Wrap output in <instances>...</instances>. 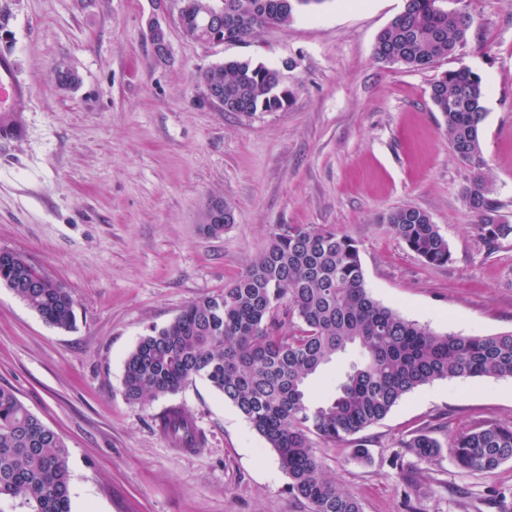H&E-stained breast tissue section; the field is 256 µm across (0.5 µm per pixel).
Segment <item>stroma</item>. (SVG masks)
Here are the masks:
<instances>
[{
	"mask_svg": "<svg viewBox=\"0 0 512 512\" xmlns=\"http://www.w3.org/2000/svg\"><path fill=\"white\" fill-rule=\"evenodd\" d=\"M467 42L432 67L380 62L378 33L405 0H324L247 42L186 39L171 0L169 53L149 41L151 0H0V49L34 90L25 132L0 147V250L22 253L75 300V325L46 323L0 284V386L57 431L69 450L71 512H310L277 456L202 379L145 404L126 400L124 362L142 336L230 285L280 224L326 225L359 247L371 295L439 333L512 331V235L489 243L464 190L472 168L452 152L430 99L461 66L485 88L481 145L502 218L512 222V0H453ZM228 60L280 69L277 112H227L201 76ZM66 66L79 82L60 87ZM219 198L234 224L201 230ZM425 211L450 263H425L383 216ZM181 408L200 446L175 451L156 419ZM512 422V378L442 380L403 398L379 424L333 444L315 440L328 476L363 512H512V460L492 474L449 452L417 459L421 429L440 442Z\"/></svg>",
	"mask_w": 512,
	"mask_h": 512,
	"instance_id": "35a3bbf8",
	"label": "stroma"
}]
</instances>
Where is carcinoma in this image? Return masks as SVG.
I'll use <instances>...</instances> for the list:
<instances>
[{
  "instance_id": "1",
  "label": "carcinoma",
  "mask_w": 512,
  "mask_h": 512,
  "mask_svg": "<svg viewBox=\"0 0 512 512\" xmlns=\"http://www.w3.org/2000/svg\"><path fill=\"white\" fill-rule=\"evenodd\" d=\"M322 0H224L238 18L224 28L227 42H244L265 27L283 26L302 7ZM472 19L447 0H406L404 10L377 35L374 55L387 64L427 68L455 54L468 40ZM224 83V111L273 112L288 101L279 69L233 60L202 76ZM431 100L444 118L453 153L475 170L465 200L487 241L512 234L506 221L490 223L498 202L486 184L481 148L485 91L468 67L441 73ZM218 216L220 224L211 223ZM203 230L216 235L234 223L224 204L206 208ZM393 233L426 263L448 264V240L430 216L414 207L384 216ZM0 284L10 288L47 323L70 328L74 300L67 289L11 253L0 260ZM297 325L288 327V317ZM350 348L361 358L320 401L310 380ZM512 377V332L490 336L439 334L377 302L365 287L354 240L317 225L274 228L268 248L224 291L184 308L169 324L143 336L128 355L123 390L132 403L173 394L197 378L233 404L276 453L288 490L311 512H362L358 499L329 477L312 437L341 443L382 421L415 389L438 380ZM159 426L187 448L199 445L185 412L172 408ZM404 447L423 461L442 444L419 431ZM455 464L491 474L512 460V424H490L453 435ZM69 451L10 390L0 387V501L24 512H71Z\"/></svg>"
}]
</instances>
